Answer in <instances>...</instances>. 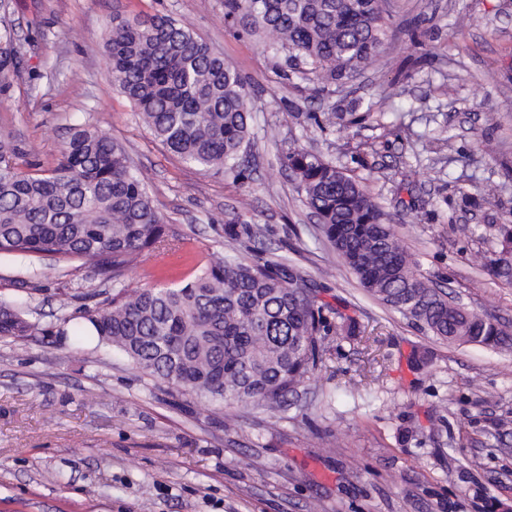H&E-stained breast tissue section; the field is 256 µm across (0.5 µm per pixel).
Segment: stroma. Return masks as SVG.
<instances>
[{"label":"stroma","mask_w":512,"mask_h":512,"mask_svg":"<svg viewBox=\"0 0 512 512\" xmlns=\"http://www.w3.org/2000/svg\"><path fill=\"white\" fill-rule=\"evenodd\" d=\"M383 52L313 94L283 55L228 24L224 0H8L19 64L0 97L18 168L52 169L73 125L108 129L148 176L173 252L119 282H186L264 228L325 303L324 361L274 417L207 411L153 389L82 325L112 285L80 262L0 255V303L55 324L0 338V512H512V351L437 340L375 299L322 237L281 164L297 144L361 180L421 274L512 328V285L484 263L512 228V0H386ZM191 25L248 81L242 176L205 173L155 142L107 78L116 15ZM470 19L460 25V16ZM377 102L366 112L365 101ZM354 121L329 123L331 112ZM359 335H345L344 317Z\"/></svg>","instance_id":"obj_1"}]
</instances>
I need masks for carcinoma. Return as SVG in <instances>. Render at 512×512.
Returning <instances> with one entry per match:
<instances>
[{
    "label": "carcinoma",
    "mask_w": 512,
    "mask_h": 512,
    "mask_svg": "<svg viewBox=\"0 0 512 512\" xmlns=\"http://www.w3.org/2000/svg\"><path fill=\"white\" fill-rule=\"evenodd\" d=\"M224 18L271 40L327 84L373 63L386 34L384 0H224ZM107 76L153 138L183 162L233 172L249 143L248 92L241 75L192 27L165 15L118 16L103 43ZM16 33L0 22V95L16 69ZM0 133V254L78 260L116 279L166 226L145 176L112 134L86 122L70 128L57 165L24 173ZM324 237L370 295L429 335L449 343L512 349V332L480 316L419 272L392 216L361 181L300 146L283 155ZM235 240L257 242V224H226ZM512 249L488 269L512 281ZM324 304L288 259L208 255L177 286L121 288L86 320L98 343L123 351L172 398L206 406H255L277 414L288 393L310 382L323 360ZM52 328L0 303V337Z\"/></svg>",
    "instance_id": "carcinoma-1"
}]
</instances>
